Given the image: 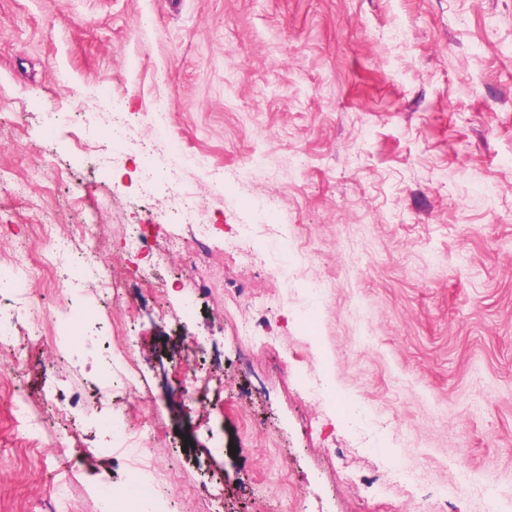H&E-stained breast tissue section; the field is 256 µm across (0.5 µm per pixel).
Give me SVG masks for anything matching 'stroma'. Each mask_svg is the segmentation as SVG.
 I'll list each match as a JSON object with an SVG mask.
<instances>
[{
    "label": "stroma",
    "instance_id": "stroma-1",
    "mask_svg": "<svg viewBox=\"0 0 512 512\" xmlns=\"http://www.w3.org/2000/svg\"><path fill=\"white\" fill-rule=\"evenodd\" d=\"M159 100L169 133L147 196L135 142ZM83 110L123 113L125 137L86 132ZM188 154L206 167H182ZM178 166L210 226L191 272L169 240ZM0 171V254L37 249L40 225L85 224L112 269L103 306L67 261L57 283L29 282L42 323L97 305L140 366L135 389L86 393L99 358L81 337L76 370L54 342L26 352L31 410L48 387L82 391L75 436L28 435L0 375V512H43L64 476L70 512H96L98 481L122 497L143 455L159 484L183 476L170 512H209L219 488L222 512H483L452 488L459 458L512 500V0H0ZM254 334L276 350L243 355ZM189 349L210 401L178 384ZM148 392L150 443L105 448L101 421L137 432ZM394 460L423 482L377 493Z\"/></svg>",
    "mask_w": 512,
    "mask_h": 512
}]
</instances>
